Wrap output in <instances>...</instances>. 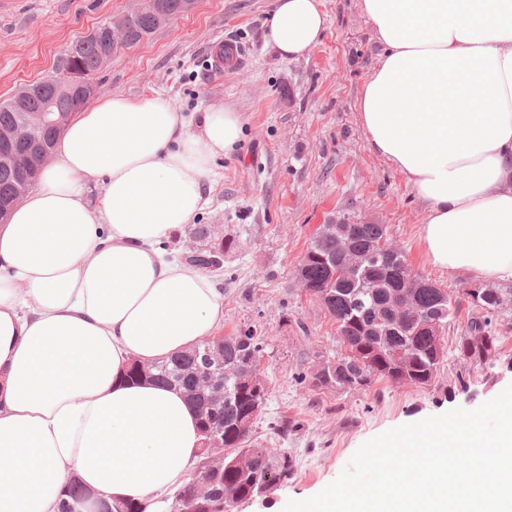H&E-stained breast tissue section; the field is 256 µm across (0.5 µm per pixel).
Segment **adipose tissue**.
Instances as JSON below:
<instances>
[{
	"mask_svg": "<svg viewBox=\"0 0 512 512\" xmlns=\"http://www.w3.org/2000/svg\"><path fill=\"white\" fill-rule=\"evenodd\" d=\"M361 8L381 46L360 95L366 145L424 203L428 259L512 280V0ZM325 30L320 0H275L264 38L293 60ZM242 126L212 107L189 127L160 94L96 99L0 225V512H59L72 481L112 502L188 483L197 408L126 371L221 326L219 288L167 248L208 205Z\"/></svg>",
	"mask_w": 512,
	"mask_h": 512,
	"instance_id": "obj_1",
	"label": "adipose tissue"
}]
</instances>
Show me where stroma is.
Returning <instances> with one entry per match:
<instances>
[{"mask_svg":"<svg viewBox=\"0 0 512 512\" xmlns=\"http://www.w3.org/2000/svg\"><path fill=\"white\" fill-rule=\"evenodd\" d=\"M139 0H12L0 12V99L48 75L56 59L101 21L132 12ZM273 0H196L97 75V96L162 94L191 118L215 106L240 112L237 148L214 165L211 202L196 218L216 237L237 241L215 282L224 294L220 335L262 336L259 369L268 399L253 427L265 447L294 462L288 481L235 512H283L318 494L371 438L455 408L472 410L512 384V337L504 362L462 369L446 359L429 387L377 383L368 392L321 390L310 372L340 351L336 326L297 275L319 226L384 224L413 275L458 294L468 277L433 266L420 238L423 203L403 176L370 153L359 97L380 45L361 0H322L324 38L301 59L266 46ZM233 42L241 62L212 72L207 49Z\"/></svg>","mask_w":512,"mask_h":512,"instance_id":"35a3bbf8","label":"stroma"}]
</instances>
